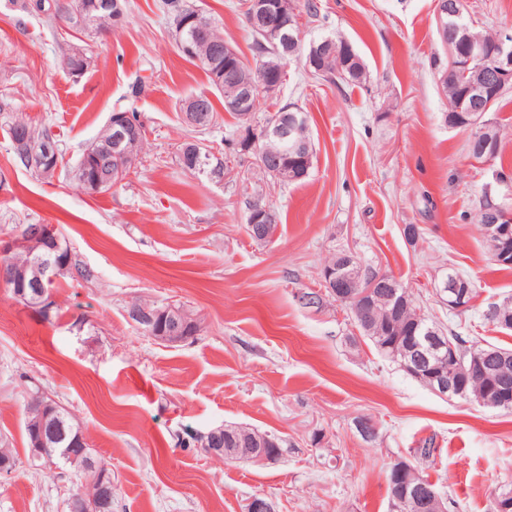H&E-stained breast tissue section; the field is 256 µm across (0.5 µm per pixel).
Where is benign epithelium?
Instances as JSON below:
<instances>
[{"instance_id":"obj_1","label":"benign epithelium","mask_w":512,"mask_h":512,"mask_svg":"<svg viewBox=\"0 0 512 512\" xmlns=\"http://www.w3.org/2000/svg\"><path fill=\"white\" fill-rule=\"evenodd\" d=\"M435 11L438 29H443L445 19L449 16H458L461 13V3L452 0H435ZM247 23L250 27L272 39L282 28V24H293V11L288 0H248ZM450 65L446 75L464 81L467 94L477 99H491L494 94L512 88V34L505 32L487 46L475 41H447ZM336 44L331 40L311 43L306 54V66L316 68L320 59L333 55ZM484 58L489 63L487 80L475 82L469 78L470 66L473 61ZM218 85L225 83L232 86L233 94L230 105L246 112L253 109L257 98L263 94L272 95L280 87L279 71L275 64L266 65L256 74L241 78L231 68L224 69V78L217 79ZM184 121L196 128H203L211 124L210 116L204 110V100L198 96L186 100L182 105ZM485 110L475 108L471 110L467 122L473 130L474 137L481 139L485 132ZM47 140V134L28 129L22 141L26 164L30 168H43L45 159L39 151L40 143ZM273 221V211L267 205H259L250 211L251 234L260 241H266L263 235V225ZM18 235L32 250L44 246L46 241L43 226L30 224L19 228ZM358 262L356 255L350 251L338 256L336 265L325 269L320 275L323 287L340 299L352 300L367 298L374 295L378 288L390 285L387 278L377 276L373 279L359 282L352 279L346 269ZM62 272L60 264L50 259L40 261L32 269V280H55ZM439 293L443 302L450 310H462L469 306V285L459 280L445 279L439 285ZM130 315L150 326L151 334L157 340L174 346L188 339L186 332L187 318L184 314L176 317L169 315V311H149L136 303L130 306ZM409 358L403 367L409 371L426 374L430 381L431 390L440 396L448 398H465V387L455 376L457 355L453 346H448V366L442 367V362L433 360L434 337L430 336L423 344L409 341ZM512 393L508 389L493 385L485 394L476 400L482 406L496 407L505 404ZM51 410L46 403L33 408L28 412V423L32 429V459L48 458L54 436L44 429L41 424L43 415ZM205 438L204 452L210 456H220L232 462L247 460L251 462H269L275 459V454L265 448H244L236 453H230L224 448V427L219 426L202 434ZM395 476L404 480L405 485H413L411 495H403L398 500L399 505L423 497L425 502L438 506L437 512H446L443 497L432 486H425L419 482L417 472L405 463L395 467ZM86 484L90 488L87 495H79L71 499L72 512H111L112 505V479L107 472L98 469L88 476Z\"/></svg>"}]
</instances>
